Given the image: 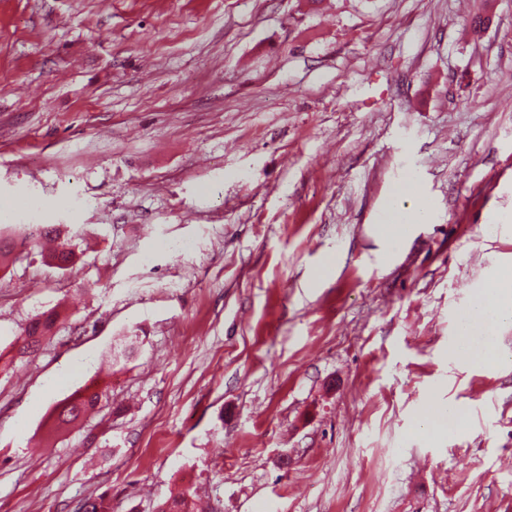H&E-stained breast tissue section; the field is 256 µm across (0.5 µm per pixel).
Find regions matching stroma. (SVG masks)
<instances>
[{
	"mask_svg": "<svg viewBox=\"0 0 512 512\" xmlns=\"http://www.w3.org/2000/svg\"><path fill=\"white\" fill-rule=\"evenodd\" d=\"M1 236L0 512H512V0H0ZM424 215V209L402 210L393 206L380 224L381 234L392 248H396L406 235L407 225L420 223ZM512 317V273H498L490 287L485 288L473 308L465 315L460 325V336L465 339L477 330L490 335L492 329L505 318ZM57 320L58 315L55 312L43 314L33 320L24 330L23 336L18 337V353L26 354L39 346L42 340L47 337L46 335L52 331ZM102 400V393L91 384L75 391L59 406L56 421L58 424H76L93 412ZM193 485H186L165 501L158 504L155 512H204Z\"/></svg>",
	"mask_w": 512,
	"mask_h": 512,
	"instance_id": "obj_1",
	"label": "stroma"
}]
</instances>
